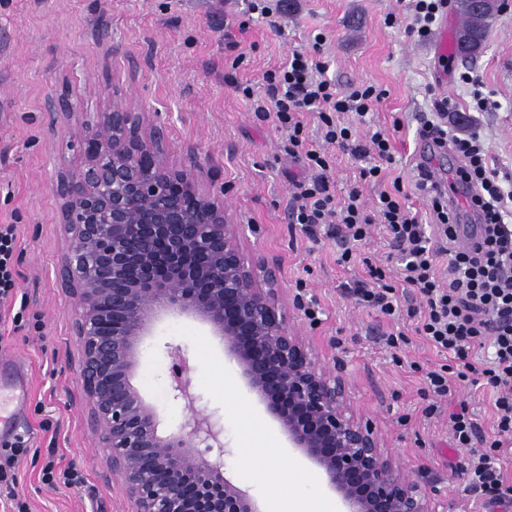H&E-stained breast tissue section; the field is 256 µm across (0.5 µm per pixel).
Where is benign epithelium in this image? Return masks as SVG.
<instances>
[{"label": "benign epithelium", "mask_w": 512, "mask_h": 512, "mask_svg": "<svg viewBox=\"0 0 512 512\" xmlns=\"http://www.w3.org/2000/svg\"><path fill=\"white\" fill-rule=\"evenodd\" d=\"M57 123L83 132L81 165L55 185L79 397L107 453L104 478L121 484L131 512H262L226 477L224 424L194 407L181 346L166 344L172 397L188 411L177 432L158 434L155 409L132 384L141 344L171 316L220 337L224 356L344 512H447L353 414L343 366L322 365L291 323L279 264L245 256L243 226L230 223L224 195L204 189L195 168L169 161L163 131L146 129L132 93L112 95L93 123L63 100Z\"/></svg>", "instance_id": "1"}]
</instances>
